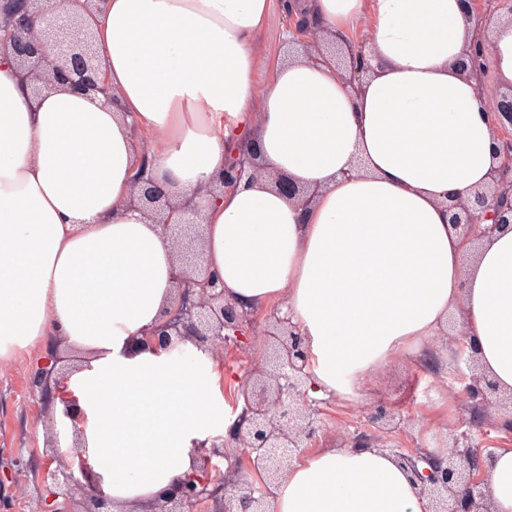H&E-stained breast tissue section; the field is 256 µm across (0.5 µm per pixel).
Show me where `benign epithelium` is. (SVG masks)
<instances>
[{
	"mask_svg": "<svg viewBox=\"0 0 512 512\" xmlns=\"http://www.w3.org/2000/svg\"><path fill=\"white\" fill-rule=\"evenodd\" d=\"M104 0H3L0 3V53L8 55L19 83L36 99L46 90L59 87L87 95L113 99L112 88L100 69L96 35L88 18ZM468 14H500L512 20V0H461ZM291 45L302 46L311 60L332 62L340 76L358 89L356 77L369 69L366 42L345 46L326 39L310 18H296ZM490 42L480 39L458 59L459 69L482 86L489 76ZM495 121L496 154L491 184L471 197L448 205V227L467 240H474L512 225V85L502 88L492 103ZM265 171L254 155L244 151L224 164V172L204 193L176 199L148 176V165L139 169L129 203L160 225L180 253L182 271L176 278L178 301L168 318L151 333L138 340L139 346L156 353L174 354L191 342L212 359L224 362V349L240 348L244 324L249 315L236 303L224 298V282L205 266L202 241L204 228L200 216L209 201L235 186L243 178L257 179ZM487 214L492 223H476L477 213ZM274 330L270 351L252 378L241 386V412L229 426V436L239 447L235 469L249 470L261 477L259 485L237 478L231 483L209 475L213 460L228 456L224 437L194 443L207 475L193 474L176 479L155 500L152 512H186L202 501L215 504V512H269L268 507L292 460L311 447L319 431L322 408L308 397L309 355L304 336L279 309L271 313ZM456 355L471 368L462 375L463 396L471 400L493 398L512 411V392L501 391L484 372L475 368L477 359L464 334L455 337ZM52 359L39 367L32 384L44 395L53 393L56 364ZM374 422L380 428L399 429L405 419L385 406H379ZM50 459L45 463L43 482L56 489L55 495L72 503L70 512H113L112 498L98 487H88L76 476L72 466L57 452L61 438L55 422L48 425ZM492 451L459 442L448 447V458L436 461L424 454H400L410 467L421 494L431 502L430 512H492L485 491L480 461Z\"/></svg>",
	"mask_w": 512,
	"mask_h": 512,
	"instance_id": "obj_1",
	"label": "benign epithelium"
}]
</instances>
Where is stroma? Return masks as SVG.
Wrapping results in <instances>:
<instances>
[{"instance_id":"1","label":"stroma","mask_w":512,"mask_h":512,"mask_svg":"<svg viewBox=\"0 0 512 512\" xmlns=\"http://www.w3.org/2000/svg\"><path fill=\"white\" fill-rule=\"evenodd\" d=\"M269 2L270 21L261 36V65L256 76L260 82L290 53L288 18L281 0ZM264 330V322H257L244 353L224 357L221 392L228 406L252 367L265 357L269 338ZM459 330L458 315H450L447 333L435 337L431 346L379 368L364 400H328L314 448L343 447L361 437L374 447L395 444L443 459L452 437L464 431L479 444L512 447V437L499 428L504 409L463 401L455 392L460 372L453 336ZM54 343V337H47L41 346L0 365V512H43L45 507L47 492L40 469L46 457L49 400L30 387L29 376ZM381 404L409 419V426L396 433L378 428L373 415ZM17 479L25 482L26 495L15 492Z\"/></svg>"}]
</instances>
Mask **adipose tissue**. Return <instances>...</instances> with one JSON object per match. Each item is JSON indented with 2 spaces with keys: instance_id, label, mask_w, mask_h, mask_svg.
Here are the masks:
<instances>
[{
  "instance_id": "obj_1",
  "label": "adipose tissue",
  "mask_w": 512,
  "mask_h": 512,
  "mask_svg": "<svg viewBox=\"0 0 512 512\" xmlns=\"http://www.w3.org/2000/svg\"><path fill=\"white\" fill-rule=\"evenodd\" d=\"M343 43L370 31L359 91L300 57L255 75L269 0H106L93 24L117 106L67 89L31 99L0 58V363L49 336L82 354L60 378L87 479L126 512L196 472L193 442L224 426L215 362L154 354L180 269L176 247L129 204L132 139L153 176L195 193L252 144L289 197L241 181L203 214L208 267L249 309L279 306L305 338L310 396L358 398L371 374L432 344L461 307L483 370L512 390V227L479 252L448 229L449 201L487 185L489 102L456 66L490 33L512 83V24L476 20L460 0H299ZM495 512H512V448L484 462ZM390 451L323 448L291 463L271 512H429Z\"/></svg>"
}]
</instances>
